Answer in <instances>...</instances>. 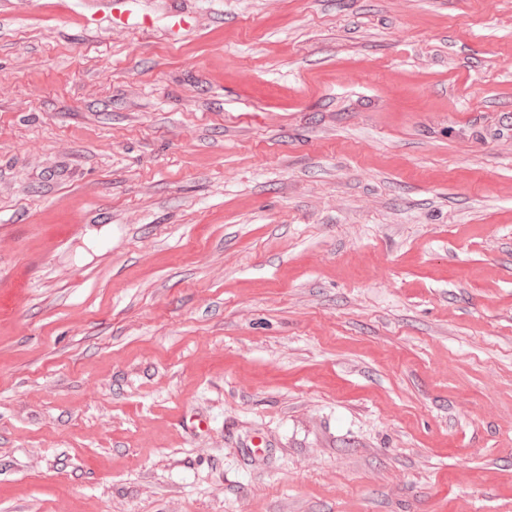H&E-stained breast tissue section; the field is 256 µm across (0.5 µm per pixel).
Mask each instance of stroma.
<instances>
[{"label":"stroma","instance_id":"1","mask_svg":"<svg viewBox=\"0 0 512 512\" xmlns=\"http://www.w3.org/2000/svg\"><path fill=\"white\" fill-rule=\"evenodd\" d=\"M0 0V512H512V0Z\"/></svg>","mask_w":512,"mask_h":512}]
</instances>
